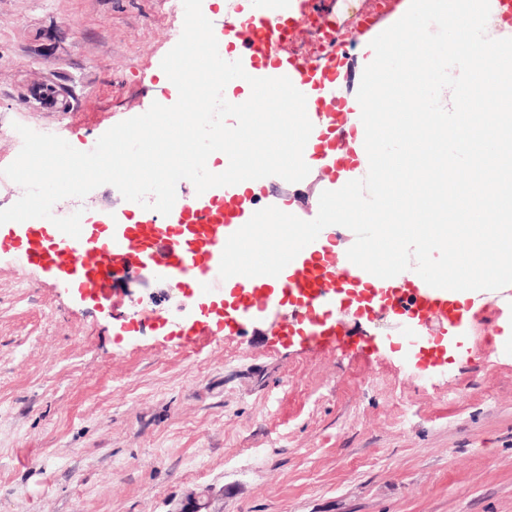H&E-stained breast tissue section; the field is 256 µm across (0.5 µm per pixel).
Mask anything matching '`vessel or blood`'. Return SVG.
Listing matches in <instances>:
<instances>
[{"instance_id":"vessel-or-blood-1","label":"vessel or blood","mask_w":512,"mask_h":512,"mask_svg":"<svg viewBox=\"0 0 512 512\" xmlns=\"http://www.w3.org/2000/svg\"><path fill=\"white\" fill-rule=\"evenodd\" d=\"M266 11L239 12L226 18L224 38L239 49V77L258 91L277 90L279 102L270 109L252 111L237 125L239 137H250L254 128L272 124L288 112L292 93L314 95L317 110L336 107L338 65L346 48H333L315 57L288 53L292 31L317 7V0H265ZM317 132L318 150L332 159L334 168L347 162L335 158L340 130L335 120H306ZM253 200L238 186L225 187L221 197L202 193L197 204L175 203L166 224L145 220L126 225L119 234L100 237L81 233L74 238L55 225L30 220L23 261L29 266L51 264L60 268L83 288L103 285L118 270L140 257L152 260L167 277L192 282L198 293L223 287L219 275L221 256L228 237L249 221ZM276 292L259 296L262 276L240 277L236 315L274 312L289 304L291 315L285 330H296L309 341L363 349L365 340L346 330L341 318L351 308L364 315L382 312L405 319L412 336L432 330L454 329L471 336L476 321L468 308L450 299L447 290L425 282H393L358 267L347 256L334 255L319 242H312L275 277Z\"/></svg>"}]
</instances>
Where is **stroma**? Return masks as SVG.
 <instances>
[{
    "label": "stroma",
    "instance_id": "obj_1",
    "mask_svg": "<svg viewBox=\"0 0 512 512\" xmlns=\"http://www.w3.org/2000/svg\"><path fill=\"white\" fill-rule=\"evenodd\" d=\"M182 0H0V167L17 125L80 151L174 99L160 82ZM44 78L64 113L26 103ZM57 207L139 216L109 184ZM419 361L390 319L371 346L319 349L263 320L225 331L213 300L134 268L95 297L20 260L0 225V512H512V330ZM69 89L51 79L29 85L22 98L33 100L40 107L53 109L56 112H67L70 107Z\"/></svg>",
    "mask_w": 512,
    "mask_h": 512
}]
</instances>
